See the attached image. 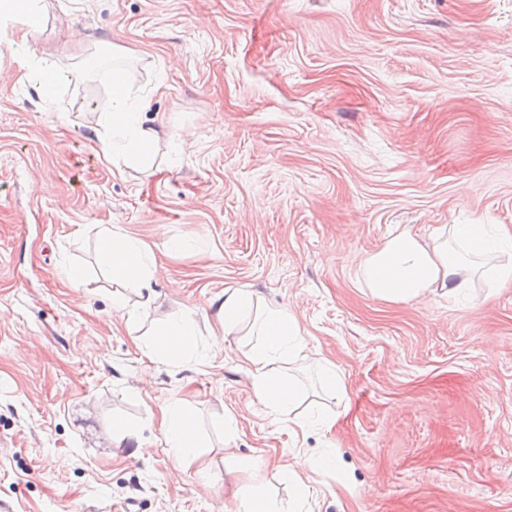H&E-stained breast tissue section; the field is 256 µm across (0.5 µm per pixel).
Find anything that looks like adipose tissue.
I'll return each mask as SVG.
<instances>
[{"mask_svg":"<svg viewBox=\"0 0 512 512\" xmlns=\"http://www.w3.org/2000/svg\"><path fill=\"white\" fill-rule=\"evenodd\" d=\"M46 10V0H0V28H36ZM93 54L109 58V65L95 73L83 60L65 68L56 60L36 56L28 59L25 77L50 94L59 82H81L98 75L107 86L111 101L109 111L100 113L92 129L103 156L115 167L154 175L158 170L155 150L160 135L154 120L146 116V101L134 92V75L126 63V54L99 46ZM99 246L114 281L149 287L153 260L142 242L112 226L104 228ZM507 248L512 249V235L496 224L444 225L428 240L401 231L364 259L358 279L372 296L387 302L413 301L437 289L455 297L470 289L477 277L495 288L511 283L512 259L504 262L499 258ZM218 314L228 336L236 333L245 319H254L261 344L245 360L251 367L256 396L263 405L290 415L302 391L295 380L283 377L281 366L307 358V345L295 312L285 307L261 310L251 291L228 288ZM190 323L187 313L171 317L152 344V351L169 362L182 360ZM162 426L174 461L183 464L198 446V432L182 403L163 409ZM334 465V459L326 456L299 458L282 466L280 475L291 488L288 512H297L307 496L304 474H318Z\"/></svg>","mask_w":512,"mask_h":512,"instance_id":"1","label":"adipose tissue"}]
</instances>
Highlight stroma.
Segmentation results:
<instances>
[{"label":"stroma","mask_w":512,"mask_h":512,"mask_svg":"<svg viewBox=\"0 0 512 512\" xmlns=\"http://www.w3.org/2000/svg\"><path fill=\"white\" fill-rule=\"evenodd\" d=\"M97 41L141 59L156 177L91 136L103 83L49 99L24 76ZM477 222L512 231V0H48L0 38V512H236L232 468L284 508L279 465L327 453L303 512H512V284L391 303L357 280L393 233ZM110 225L155 258L149 308L112 282ZM228 288L295 310L299 410L329 424L258 401L255 337L213 346ZM186 311V358L149 355ZM177 399L201 435L180 469ZM162 426L165 443L176 464L182 467L184 461L198 448L196 426L185 414L180 402H174L163 409Z\"/></svg>","instance_id":"35a3bbf8"}]
</instances>
